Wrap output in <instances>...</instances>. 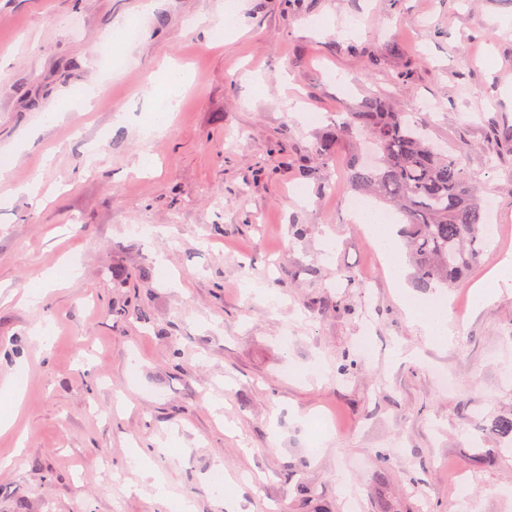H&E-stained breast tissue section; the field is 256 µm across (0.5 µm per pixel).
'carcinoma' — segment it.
I'll return each mask as SVG.
<instances>
[{
	"label": "carcinoma",
	"instance_id": "obj_1",
	"mask_svg": "<svg viewBox=\"0 0 512 512\" xmlns=\"http://www.w3.org/2000/svg\"><path fill=\"white\" fill-rule=\"evenodd\" d=\"M365 136L371 160L354 156L346 181L355 193H368L401 214L399 229L417 287L457 288L486 253L487 229L463 154L449 155L430 144L404 112L373 98L349 112L316 144L326 157L335 144ZM491 431L512 439V414L491 422Z\"/></svg>",
	"mask_w": 512,
	"mask_h": 512
}]
</instances>
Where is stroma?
I'll return each mask as SVG.
<instances>
[{"instance_id":"obj_1","label":"stroma","mask_w":512,"mask_h":512,"mask_svg":"<svg viewBox=\"0 0 512 512\" xmlns=\"http://www.w3.org/2000/svg\"><path fill=\"white\" fill-rule=\"evenodd\" d=\"M150 1L0 0V385L23 388L0 512H512L488 430L512 413V286L474 302L485 255L431 294L433 342L345 204L352 143L315 151L387 100L512 228V0ZM121 21L140 36L113 63ZM170 68L186 89L151 135ZM401 304L416 323L422 325L439 344L448 342L451 330L448 328V306L443 303H420L408 293H400Z\"/></svg>"}]
</instances>
